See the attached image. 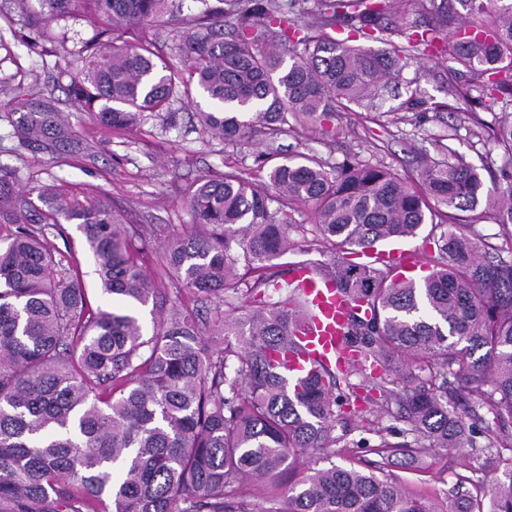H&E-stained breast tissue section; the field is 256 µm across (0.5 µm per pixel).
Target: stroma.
I'll use <instances>...</instances> for the list:
<instances>
[{"mask_svg":"<svg viewBox=\"0 0 512 512\" xmlns=\"http://www.w3.org/2000/svg\"><path fill=\"white\" fill-rule=\"evenodd\" d=\"M39 11L38 0H28L24 13L15 0H0V163L15 169L17 186L25 191L53 183L77 197L105 194L115 207L145 226L146 271L158 284L166 280L161 256L168 237L192 229L194 218L187 203L191 184L200 177L224 173L263 179L267 170L260 157L264 153H274L281 160L309 154L328 165L348 159L411 180L418 177L420 156L441 160L451 149L485 173L499 171L506 161L485 130L494 121L493 113L478 106L475 99L459 96L448 81V32L444 29L435 49L414 50L398 79L376 99L373 110L355 106L329 121L306 122L292 116L277 136L260 133L250 143H227L212 138L198 124L194 112L200 97L196 94L180 96L175 102L176 125L152 114L127 131L97 127L91 114L81 110L65 86L58 84L57 76L63 70L80 73L79 43L91 38L100 23L78 6L69 19L36 28L28 16ZM32 85L59 98V110L77 140L85 143V150L65 148L54 156L33 146L18 148L12 122L22 111L24 89ZM290 215L294 246L275 260L276 269L334 262L337 252L316 241L312 206H294ZM454 221L481 239L489 255L512 257V233L502 229L492 215L458 211ZM65 229V237H54L53 243L77 264L91 305H99L95 260L75 224H66ZM369 418L368 411L348 409L335 430L344 455H314L317 466H365L372 455L358 442L365 436L363 427ZM511 457L512 451L506 449L494 456L466 447L436 452L419 465L400 456L385 472L442 508L458 477L476 478L471 491L481 494L480 480L491 478ZM304 474L302 464L293 461L277 484L262 488L236 483L226 488L224 496L231 502L252 503L263 495L268 505L281 510L284 491Z\"/></svg>","mask_w":512,"mask_h":512,"instance_id":"35a3bbf8","label":"stroma"}]
</instances>
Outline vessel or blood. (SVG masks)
<instances>
[{
  "label": "vessel or blood",
  "mask_w": 512,
  "mask_h": 512,
  "mask_svg": "<svg viewBox=\"0 0 512 512\" xmlns=\"http://www.w3.org/2000/svg\"><path fill=\"white\" fill-rule=\"evenodd\" d=\"M291 278L299 285L312 315L294 331L298 351L278 355L280 367L296 380L327 367H347L353 356L343 346L351 310L346 295L335 279L316 276L305 266L295 269Z\"/></svg>",
  "instance_id": "1"
}]
</instances>
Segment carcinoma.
I'll return each instance as SVG.
<instances>
[{
	"label": "carcinoma",
	"instance_id": "cac0c4a2",
	"mask_svg": "<svg viewBox=\"0 0 512 512\" xmlns=\"http://www.w3.org/2000/svg\"><path fill=\"white\" fill-rule=\"evenodd\" d=\"M78 1L104 26L69 93L104 129L134 127L146 112L173 118L177 88L193 83L211 105L197 112L201 126L225 142L247 140L258 126L279 131L290 114L329 120L362 106L402 68L397 47L350 44L380 40L397 0H295L296 12L279 0H221L219 9L197 0L190 14L182 0H40V20L67 17ZM457 4L481 20L454 27L448 71L473 75L456 92H477L492 112L512 102V0ZM164 14L183 26L181 69L125 39ZM254 15L264 30H253ZM339 20L350 22L344 39L327 32ZM25 107L14 123L20 147L53 154L73 142L54 99L35 91ZM247 112L257 124L242 119ZM487 129L512 162V117ZM420 167L418 190L377 166L330 167L306 155L275 163L266 182L203 177L188 197L194 231L165 244L160 287L142 265L144 226L126 222L106 196L80 200L43 184L34 198L0 164V512H94L106 498L112 512H238L224 503L230 484L272 481L290 459L336 453L337 412L359 398L354 374L369 391L366 430L379 440L369 451L381 460L371 472L309 468L288 488L285 512H438L384 467L400 454L476 447L454 410L459 399L492 414L484 448L512 451V261L447 230L417 283L388 264L312 266L354 301L345 342L361 366L293 384L273 354L289 350L290 326L308 309L300 289L266 273L291 246V225L277 219L287 201L313 204L317 237L344 253L415 237L440 206L491 209L512 228V167L490 185L451 149L448 160L422 157ZM63 220L77 224L95 259V310L79 269L49 242ZM242 267L253 277L245 290L262 299L226 319L224 307L239 309L245 291ZM184 291L196 306L182 302ZM147 306L149 336L134 312ZM394 413L401 442L377 426ZM472 483L458 479L448 512H512V461L488 480V509L466 489Z\"/></svg>",
	"mask_w": 512,
	"mask_h": 512
}]
</instances>
